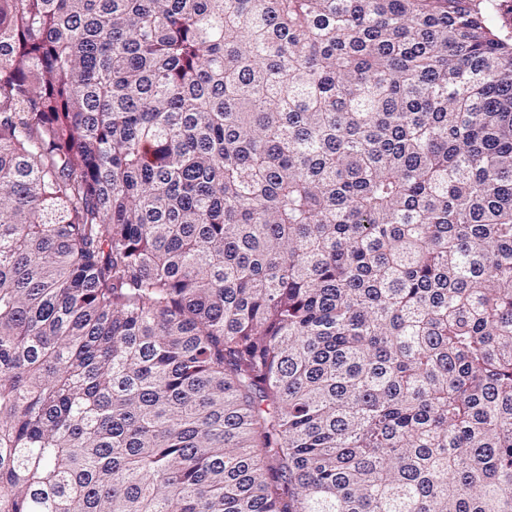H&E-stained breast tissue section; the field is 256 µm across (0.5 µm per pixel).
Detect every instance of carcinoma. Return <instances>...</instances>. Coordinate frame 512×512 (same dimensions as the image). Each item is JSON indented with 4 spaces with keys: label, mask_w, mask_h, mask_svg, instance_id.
Listing matches in <instances>:
<instances>
[{
    "label": "carcinoma",
    "mask_w": 512,
    "mask_h": 512,
    "mask_svg": "<svg viewBox=\"0 0 512 512\" xmlns=\"http://www.w3.org/2000/svg\"><path fill=\"white\" fill-rule=\"evenodd\" d=\"M495 0H0V512H512Z\"/></svg>",
    "instance_id": "carcinoma-1"
}]
</instances>
